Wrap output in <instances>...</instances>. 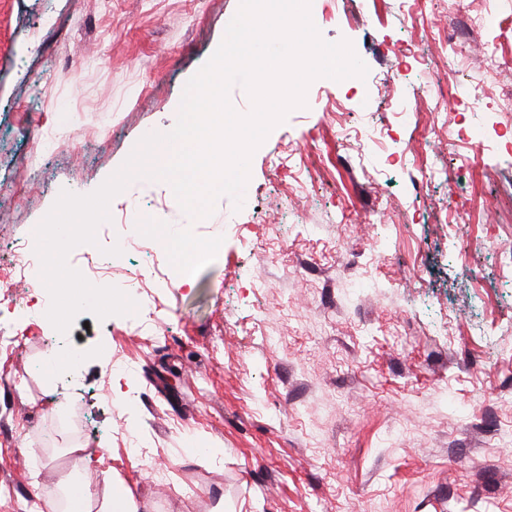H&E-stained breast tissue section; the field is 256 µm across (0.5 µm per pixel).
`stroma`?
<instances>
[{"label": "stroma", "instance_id": "stroma-1", "mask_svg": "<svg viewBox=\"0 0 512 512\" xmlns=\"http://www.w3.org/2000/svg\"><path fill=\"white\" fill-rule=\"evenodd\" d=\"M239 0H0V260L61 190L85 195L147 133ZM487 0H340L311 17L365 79H322L255 151L241 210L189 221L137 179L115 225L180 236L103 256L131 317L77 315V381L35 372L42 337L0 316V512L58 494L93 449L146 512H512V42L469 34ZM425 17L427 58L397 54ZM94 66H87V59ZM441 88L408 122L401 90ZM26 395H19V387ZM149 454L134 459L131 449Z\"/></svg>", "mask_w": 512, "mask_h": 512}]
</instances>
